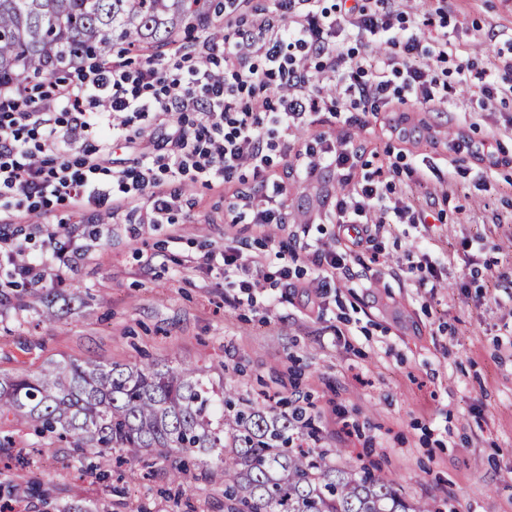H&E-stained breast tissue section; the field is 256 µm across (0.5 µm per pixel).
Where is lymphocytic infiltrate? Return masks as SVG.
Returning <instances> with one entry per match:
<instances>
[{"label": "lymphocytic infiltrate", "mask_w": 512, "mask_h": 512, "mask_svg": "<svg viewBox=\"0 0 512 512\" xmlns=\"http://www.w3.org/2000/svg\"><path fill=\"white\" fill-rule=\"evenodd\" d=\"M246 0H224L229 27L222 40L205 41L197 54L168 58L173 78L155 61L132 70L121 60L81 62L75 80L40 93L27 81L0 84V206L30 214L50 202L76 198L147 200L139 228L170 223L180 206L165 181L213 183L248 170L265 188L262 200L237 194L232 204L240 224H281L283 186L270 172L278 154H292L293 175L336 177L339 189L326 204L339 226L354 235L343 251L313 249L319 286L344 269L357 248L374 244L386 225L424 224L431 212L412 199V187L373 174L356 179L366 151L349 137L317 136L297 150L275 135L310 128L323 117H348L365 136L376 134L371 118L416 102L423 108L451 102L455 88L470 86L472 66L448 37V0H278L276 18L260 17L233 27ZM220 57L224 67H208ZM194 113V131L186 113ZM152 118L164 126L166 153L147 147ZM99 143L87 146L91 133ZM134 152L129 166L111 167L114 142ZM80 157H73L74 149ZM22 226L0 223V278L21 280L42 291L60 285L69 261L64 245H46L34 255L22 242ZM225 282L244 292L266 287L260 260L234 248L209 255Z\"/></svg>", "instance_id": "lymphocytic-infiltrate-1"}]
</instances>
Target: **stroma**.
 <instances>
[{
	"label": "stroma",
	"mask_w": 512,
	"mask_h": 512,
	"mask_svg": "<svg viewBox=\"0 0 512 512\" xmlns=\"http://www.w3.org/2000/svg\"><path fill=\"white\" fill-rule=\"evenodd\" d=\"M448 35L475 70L495 55L512 57V0H452ZM477 97L471 86L435 112L413 105L380 113L386 127L421 136L414 144L374 138L365 160L376 167L404 152L429 175L420 195L441 180L448 198L435 204L432 224L392 227L320 292L305 290L318 269L307 253L292 257V239L340 248L346 238L315 201L322 184L314 178L285 179L289 222L273 231L233 220L235 191L263 195L245 170L220 186L165 182L182 207L172 223L137 238L130 223H101L112 212L106 199L53 204L35 222L15 211L34 255L45 231L73 225L82 255L67 278L82 299L49 321L28 289L1 287L0 370L34 372L50 358L106 365L172 358L217 386L304 408L320 448L347 449L407 497L447 501L455 512H512V223H491L512 214V97L483 109ZM458 137L491 142L493 163L455 155L449 146ZM270 235L286 251L266 267L273 288L235 304L239 289L207 268L204 255L230 246L260 258ZM418 245L436 262L437 287L398 273ZM96 464L23 430L15 447L0 448V507L224 512L216 458L191 462L177 483L162 454L114 451L105 476Z\"/></svg>",
	"instance_id": "35a3bbf8"
}]
</instances>
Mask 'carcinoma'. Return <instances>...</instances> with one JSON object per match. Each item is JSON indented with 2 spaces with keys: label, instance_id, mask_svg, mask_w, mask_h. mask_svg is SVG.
I'll return each instance as SVG.
<instances>
[{
  "label": "carcinoma",
  "instance_id": "1",
  "mask_svg": "<svg viewBox=\"0 0 512 512\" xmlns=\"http://www.w3.org/2000/svg\"><path fill=\"white\" fill-rule=\"evenodd\" d=\"M208 8L209 0H0V83L52 78L105 56L114 41L164 46ZM61 298L53 288L44 292L46 318L57 316ZM19 428L79 456L96 453L100 469L116 449L164 453L175 480L183 458L215 456L224 466V512H440L366 468L337 464L343 448L297 447L300 433L318 441L313 421L302 424L215 386L196 368L166 362L50 360L32 374L1 373L0 448Z\"/></svg>",
  "mask_w": 512,
  "mask_h": 512
}]
</instances>
